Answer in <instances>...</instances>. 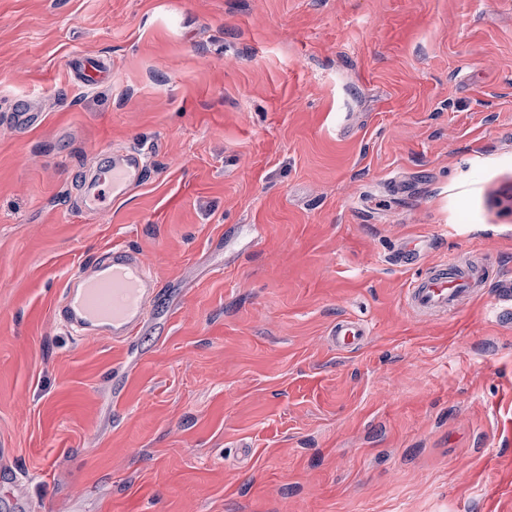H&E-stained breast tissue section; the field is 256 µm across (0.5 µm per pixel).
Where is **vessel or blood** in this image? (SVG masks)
<instances>
[{"instance_id": "1", "label": "vessel or blood", "mask_w": 512, "mask_h": 512, "mask_svg": "<svg viewBox=\"0 0 512 512\" xmlns=\"http://www.w3.org/2000/svg\"><path fill=\"white\" fill-rule=\"evenodd\" d=\"M74 70L78 80L87 86L111 74L109 66L95 58L75 61ZM38 119L28 99L16 100L10 116L13 127L27 129ZM96 171V176L83 185V206L96 211L102 208L101 180H108L112 198L118 201L138 189L146 177L145 163L135 153L100 156ZM484 278L485 271L479 266L462 269L445 264L434 267L411 283L407 304L418 314L447 312ZM158 288L157 280L137 253L114 246L68 282L62 293L59 320L74 335L96 334L126 343L136 338L147 323ZM364 334L363 327L351 320L338 322L331 331L337 347L342 349L358 345Z\"/></svg>"}]
</instances>
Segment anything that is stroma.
Listing matches in <instances>:
<instances>
[{
	"instance_id": "1",
	"label": "stroma",
	"mask_w": 512,
	"mask_h": 512,
	"mask_svg": "<svg viewBox=\"0 0 512 512\" xmlns=\"http://www.w3.org/2000/svg\"><path fill=\"white\" fill-rule=\"evenodd\" d=\"M123 149L143 185L80 209ZM115 244L161 285L129 345L54 316ZM509 279L512 0H0V512H512ZM78 80L93 86L111 75L109 66L100 59L82 58L73 63ZM28 99H15L13 111L10 116V123L14 128L27 129L32 127L39 120V113L32 112ZM485 270L481 266L465 269L455 265L436 266L411 283L407 304L411 311L432 315L446 313L462 299L463 294L483 282ZM364 334V328L351 320H343L336 323V327L331 331V336L336 346L341 349L358 345Z\"/></svg>"
}]
</instances>
